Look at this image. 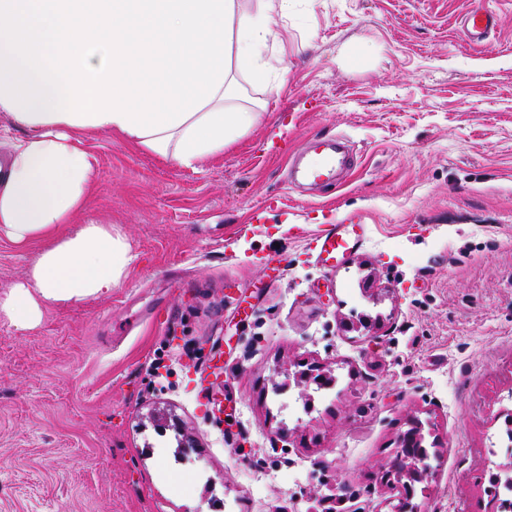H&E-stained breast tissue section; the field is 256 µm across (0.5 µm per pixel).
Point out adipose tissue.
<instances>
[{
    "label": "adipose tissue",
    "mask_w": 512,
    "mask_h": 512,
    "mask_svg": "<svg viewBox=\"0 0 512 512\" xmlns=\"http://www.w3.org/2000/svg\"><path fill=\"white\" fill-rule=\"evenodd\" d=\"M289 0H0V239L41 243L0 316L27 330L48 305L110 295L133 260L111 225L74 223L93 185L89 131L196 168L255 126L232 104V69L262 74Z\"/></svg>",
    "instance_id": "1"
}]
</instances>
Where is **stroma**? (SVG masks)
<instances>
[{
    "label": "stroma",
    "mask_w": 512,
    "mask_h": 512,
    "mask_svg": "<svg viewBox=\"0 0 512 512\" xmlns=\"http://www.w3.org/2000/svg\"><path fill=\"white\" fill-rule=\"evenodd\" d=\"M472 2L291 0L271 70L235 74L260 122L196 168L85 134L75 220L111 225L133 260L108 297L27 331L0 319V512H388L381 472L415 420L437 443L417 512H497L512 0H489L480 47L460 32ZM315 136L353 143L344 185L290 183ZM355 213L361 248L321 268L311 235ZM35 252L0 240V296Z\"/></svg>",
    "instance_id": "stroma-1"
}]
</instances>
